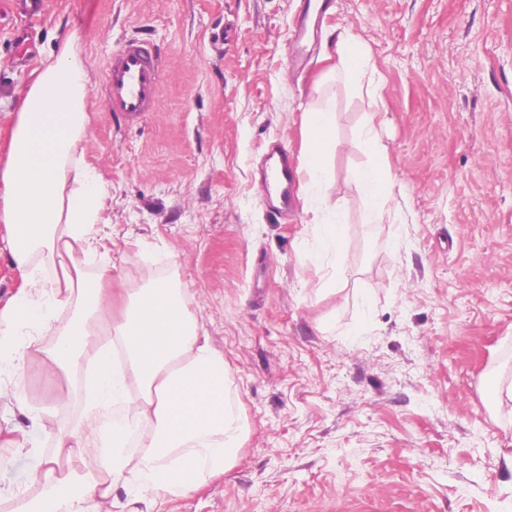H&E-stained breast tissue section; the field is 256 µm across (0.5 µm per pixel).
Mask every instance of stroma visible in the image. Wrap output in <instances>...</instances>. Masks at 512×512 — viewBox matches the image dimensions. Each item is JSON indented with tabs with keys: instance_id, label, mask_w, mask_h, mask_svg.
Segmentation results:
<instances>
[{
	"instance_id": "obj_1",
	"label": "stroma",
	"mask_w": 512,
	"mask_h": 512,
	"mask_svg": "<svg viewBox=\"0 0 512 512\" xmlns=\"http://www.w3.org/2000/svg\"><path fill=\"white\" fill-rule=\"evenodd\" d=\"M304 0H0V165L10 112L69 33L88 59L81 144L108 194L99 250L116 288L179 278L224 355L246 432L225 473L157 512H512V0H336L307 65L286 47ZM379 84H353L338 34ZM146 40L165 79L153 112L106 110V67ZM329 104L328 187L349 222L314 260L304 190L275 211L271 143L303 153L302 113ZM373 121L392 224H365L355 171ZM0 367V512L53 439ZM30 410L84 418L73 377L26 365ZM337 45L344 78L351 83H361L367 75L369 66L365 48L356 38L342 34Z\"/></svg>"
}]
</instances>
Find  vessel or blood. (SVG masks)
I'll return each mask as SVG.
<instances>
[{
	"label": "vessel or blood",
	"mask_w": 512,
	"mask_h": 512,
	"mask_svg": "<svg viewBox=\"0 0 512 512\" xmlns=\"http://www.w3.org/2000/svg\"><path fill=\"white\" fill-rule=\"evenodd\" d=\"M163 69L147 42L130 40L113 56L105 73V93L111 112L138 116L153 109L161 88ZM274 166L265 180L267 193L281 204L291 198V183L296 176L294 157L280 145L269 153Z\"/></svg>",
	"instance_id": "b4317fda"
}]
</instances>
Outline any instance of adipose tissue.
Wrapping results in <instances>:
<instances>
[{"instance_id":"adipose-tissue-1","label":"adipose tissue","mask_w":512,"mask_h":512,"mask_svg":"<svg viewBox=\"0 0 512 512\" xmlns=\"http://www.w3.org/2000/svg\"><path fill=\"white\" fill-rule=\"evenodd\" d=\"M87 60L68 37L49 56L11 115L7 161L0 166V223L25 286L0 311V363L12 392L27 395L25 364L72 375L88 366L84 421L58 428L40 460L36 492H21L12 512H115L114 492L136 483L145 503L197 490L234 459L244 427L224 386V355L214 349L171 279L120 296L112 270L84 274L76 254L94 252L107 187L79 149L89 129ZM336 114L321 105L303 114L305 198L321 230L324 255L337 253L347 221L324 191V155ZM373 161L354 184L366 224L391 221L393 176L373 122L360 132ZM80 456L83 465L67 462Z\"/></svg>"}]
</instances>
